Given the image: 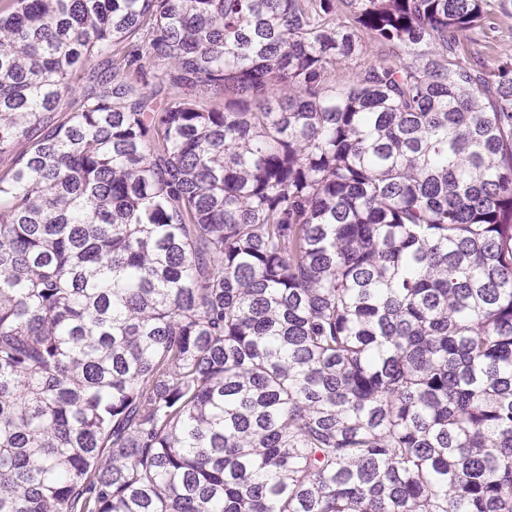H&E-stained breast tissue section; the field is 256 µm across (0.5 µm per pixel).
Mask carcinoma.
I'll use <instances>...</instances> for the list:
<instances>
[{"label": "carcinoma", "instance_id": "obj_1", "mask_svg": "<svg viewBox=\"0 0 512 512\" xmlns=\"http://www.w3.org/2000/svg\"><path fill=\"white\" fill-rule=\"evenodd\" d=\"M4 2L0 512H512L487 0Z\"/></svg>", "mask_w": 512, "mask_h": 512}]
</instances>
